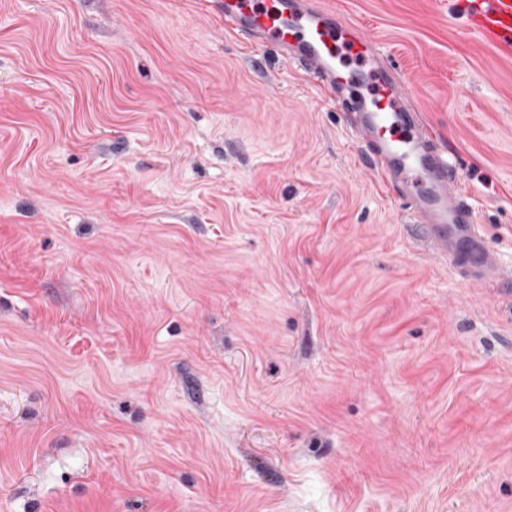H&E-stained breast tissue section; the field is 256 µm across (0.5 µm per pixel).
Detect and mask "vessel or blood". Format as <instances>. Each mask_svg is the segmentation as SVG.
<instances>
[{
    "mask_svg": "<svg viewBox=\"0 0 512 512\" xmlns=\"http://www.w3.org/2000/svg\"><path fill=\"white\" fill-rule=\"evenodd\" d=\"M463 10L484 41L512 51V0H464ZM224 31L249 49H276L330 94L343 95L372 171L397 194L425 250L448 260L470 287L503 285L499 254L477 222L447 149L361 27L343 21L330 5L308 10L300 0H224Z\"/></svg>",
    "mask_w": 512,
    "mask_h": 512,
    "instance_id": "vessel-or-blood-1",
    "label": "vessel or blood"
}]
</instances>
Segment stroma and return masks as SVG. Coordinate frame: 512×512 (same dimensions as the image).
<instances>
[{
  "label": "stroma",
  "mask_w": 512,
  "mask_h": 512,
  "mask_svg": "<svg viewBox=\"0 0 512 512\" xmlns=\"http://www.w3.org/2000/svg\"><path fill=\"white\" fill-rule=\"evenodd\" d=\"M332 2L512 271V54ZM0 512H512V290L218 0H0Z\"/></svg>",
  "instance_id": "stroma-1"
}]
</instances>
